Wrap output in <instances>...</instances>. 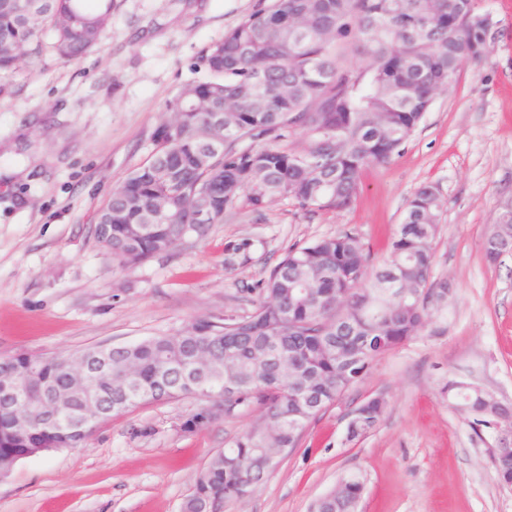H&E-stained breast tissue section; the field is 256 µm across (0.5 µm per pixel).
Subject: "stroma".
<instances>
[{"label":"stroma","mask_w":512,"mask_h":512,"mask_svg":"<svg viewBox=\"0 0 512 512\" xmlns=\"http://www.w3.org/2000/svg\"><path fill=\"white\" fill-rule=\"evenodd\" d=\"M263 2L118 0L101 49L66 65L50 52L13 76L12 96L0 98V355L72 353L250 315L255 286L290 247L348 231L385 252L429 184L443 202L439 315L377 359L224 512H311L351 472L365 477L357 512H512L492 461L496 432L440 393L454 380L512 406V254L484 256L512 200V0H480L491 19L485 61L463 66L399 153L364 172L350 209L244 206L130 269L94 236L97 211L149 158L204 49ZM375 396L387 402L379 425L346 441V414ZM200 408L190 396L144 404L102 421L81 447L19 460L0 480V512H180L197 474L253 420L189 426Z\"/></svg>","instance_id":"35a3bbf8"}]
</instances>
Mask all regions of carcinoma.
Returning a JSON list of instances; mask_svg holds the SVG:
<instances>
[{
    "instance_id": "1",
    "label": "carcinoma",
    "mask_w": 512,
    "mask_h": 512,
    "mask_svg": "<svg viewBox=\"0 0 512 512\" xmlns=\"http://www.w3.org/2000/svg\"><path fill=\"white\" fill-rule=\"evenodd\" d=\"M115 0H0V96L23 61L45 51L70 63L101 47ZM490 26L477 0H269L202 54L204 78L184 85L166 104L172 118L154 132L150 158L113 189L96 215L112 225V258L140 265L199 237L245 202L256 209L289 200L303 211H342L355 201L362 173L390 162L423 119L435 96L449 90L462 65L485 60ZM308 139L300 149L284 142ZM422 185L408 201L388 255L377 260L345 232L292 248L260 284L246 317L189 322L176 336H150L118 346L107 374L91 379L85 397L125 413L184 395L206 403L236 399L224 417L258 418L196 476L182 512L239 500L274 469L272 450L299 447L320 410L299 404L311 387L328 407L361 383L381 355L429 326L448 295L431 279L442 200ZM492 231L512 238V212ZM406 293H386L390 273ZM285 366L260 357L271 337ZM365 351L349 371L336 348ZM75 354L42 356L36 374L28 355H13L27 393L32 431L16 430L0 405V449L23 454L42 446L76 448L86 435L65 420L41 422L43 400L67 388ZM467 411L483 415L484 395L456 391ZM351 439L375 430L385 405H357ZM347 509L364 491L359 473L341 478Z\"/></svg>"
}]
</instances>
